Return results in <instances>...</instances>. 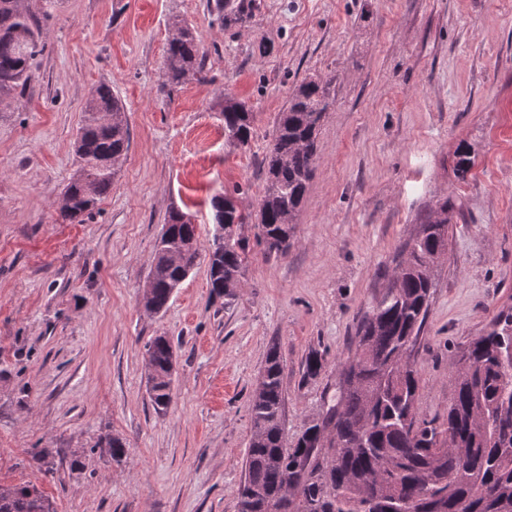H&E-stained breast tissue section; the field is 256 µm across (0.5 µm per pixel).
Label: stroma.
<instances>
[{"mask_svg": "<svg viewBox=\"0 0 512 512\" xmlns=\"http://www.w3.org/2000/svg\"><path fill=\"white\" fill-rule=\"evenodd\" d=\"M244 1L246 22L226 25L216 0L30 4L47 48L21 106L0 112V484L36 485L56 512H237L268 348L283 357L292 438L335 391L359 317L444 198L460 209L415 353L420 416L446 415L461 350L512 308V0H223ZM176 18L194 27L206 78L170 89ZM311 78L330 81L334 102L295 242L268 254L247 225L243 286L225 304L209 285L210 200L230 193L257 211L277 115ZM100 83L125 107L129 149L92 216L63 224L55 202ZM228 96L253 114L243 148L224 140ZM183 206L200 257L151 314L142 286ZM159 335L176 349L163 413L147 383ZM313 351L324 367L310 378ZM112 436L126 444L119 466L100 445Z\"/></svg>", "mask_w": 512, "mask_h": 512, "instance_id": "stroma-1", "label": "stroma"}]
</instances>
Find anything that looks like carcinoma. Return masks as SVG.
Masks as SVG:
<instances>
[{
    "instance_id": "carcinoma-1",
    "label": "carcinoma",
    "mask_w": 512,
    "mask_h": 512,
    "mask_svg": "<svg viewBox=\"0 0 512 512\" xmlns=\"http://www.w3.org/2000/svg\"><path fill=\"white\" fill-rule=\"evenodd\" d=\"M221 23H243L249 7L224 13ZM45 49L26 0H0V105L9 106L31 80L34 59ZM205 55L191 25L176 19L166 49L164 84L178 87L203 78ZM333 105L331 82L307 80L278 114L265 156L266 187L257 214L237 207L231 195L212 200L213 234L208 259L213 295L232 300L242 286L249 243L241 227L258 221L266 248L284 254L317 168V131ZM74 142V170L59 196V219L80 224L112 190L114 161L128 151L130 134L121 101L101 83L88 95ZM224 138L248 145L252 113L224 101ZM452 203L438 204L405 243L391 282L359 320L346 357L337 365L336 391L322 411L286 446L282 424L283 363L277 346L265 357L250 401L252 433L237 512H278L275 493L295 485L288 512H512V310H501L490 328L462 351L454 393L443 420L417 411L420 371L415 347L427 319L431 270L448 246ZM167 247L156 248L146 310L160 312L197 264L196 225L178 208L167 219ZM157 380L151 402L163 411L172 400L168 373L171 341L148 344ZM49 499L34 485L0 486V512H48Z\"/></svg>"
}]
</instances>
